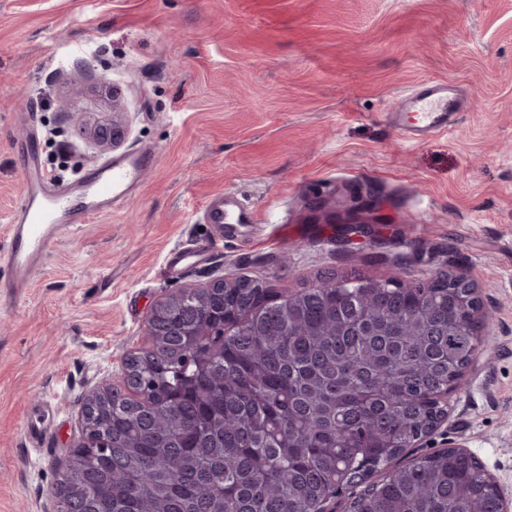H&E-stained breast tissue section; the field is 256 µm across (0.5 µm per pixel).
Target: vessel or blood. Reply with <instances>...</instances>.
Here are the masks:
<instances>
[{
  "label": "vessel or blood",
  "instance_id": "vessel-or-blood-1",
  "mask_svg": "<svg viewBox=\"0 0 512 512\" xmlns=\"http://www.w3.org/2000/svg\"><path fill=\"white\" fill-rule=\"evenodd\" d=\"M406 106V111H414V119H406V112H394L390 120L412 139L447 132L466 109L453 86L434 80L415 86ZM150 162L149 154L134 151L79 174L76 183L83 195L78 202L56 190L48 173L37 169L28 172L16 220L8 227V275L0 280V290L18 293L29 284L33 270L54 250L62 234L89 222L102 210L121 206ZM205 253L202 247L171 250L165 271L173 275L193 269Z\"/></svg>",
  "mask_w": 512,
  "mask_h": 512
}]
</instances>
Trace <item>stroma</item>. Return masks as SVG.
I'll return each instance as SVG.
<instances>
[{"instance_id":"35a3bbf8","label":"stroma","mask_w":512,"mask_h":512,"mask_svg":"<svg viewBox=\"0 0 512 512\" xmlns=\"http://www.w3.org/2000/svg\"><path fill=\"white\" fill-rule=\"evenodd\" d=\"M469 102L455 130L403 137L386 115L425 80ZM126 136L93 146L83 125ZM76 172L135 150L152 164L123 208L67 234L20 298L0 293V512H51L87 395L150 348V309L213 277L275 289L325 270L473 279L491 344L413 458L466 446L512 499V0H0V278L24 153ZM252 222L225 240V194ZM361 194L394 235L344 244L312 196ZM205 264L161 275L174 247ZM45 418L43 452L27 419ZM86 136L97 147L103 149H114L120 145L125 137L126 128L121 120L112 119L105 124L96 125L89 129Z\"/></svg>"}]
</instances>
